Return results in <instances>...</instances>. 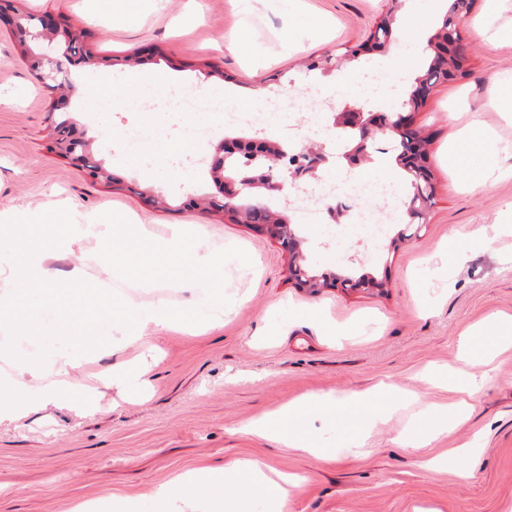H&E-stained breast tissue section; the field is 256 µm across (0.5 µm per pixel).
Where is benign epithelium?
Segmentation results:
<instances>
[{"instance_id": "obj_1", "label": "benign epithelium", "mask_w": 512, "mask_h": 512, "mask_svg": "<svg viewBox=\"0 0 512 512\" xmlns=\"http://www.w3.org/2000/svg\"><path fill=\"white\" fill-rule=\"evenodd\" d=\"M10 9L11 0H0V14L10 15L13 33H25L24 39L16 41L20 55L40 78H59L62 83L68 84L70 67H87L97 63L96 58L76 51L77 46L85 43V36L63 19L52 14H12ZM461 32L462 21L452 18L447 21L441 36L430 39L429 46L436 57L432 59L427 73L418 78L403 107L409 108L411 112L418 111L425 103L427 91L432 88L433 80L441 81L443 74L455 73L457 65H466ZM69 104L70 100L64 97L51 107L50 120L56 125V137L53 138L51 148L73 160L91 180L97 182L104 178L109 182L113 181V175L105 172L102 162L91 150L88 139L78 132L77 123L67 110ZM348 125L359 129V140L345 152L344 157L347 161L364 155L368 141L375 139L376 135L389 133L394 140L407 145L400 155L401 164L416 168L425 165L423 141L412 130L409 116L398 114L393 119L381 113L367 115L361 111L344 110L334 113L329 120L331 128ZM287 157L288 147L280 142L258 143L243 137L225 138L224 142L217 145L213 159L211 174L213 182L219 185L220 194L208 196L210 208L227 215L237 224H248L250 206L255 200V193L261 190L284 193L296 180L304 176L315 178L321 169L338 168L336 156L324 152L302 151V161H296L290 167L283 165L276 169L269 164L272 159L280 160ZM431 207L432 197L425 195V189L421 185H416L415 193L406 210L407 228L411 229L412 233L402 231L397 238L418 237L427 226ZM262 228L284 242L289 258V269L294 280L299 287L311 293L319 291L329 281L343 290L378 289L383 286V282L371 276L353 279L338 273H315L303 252V240L297 234L290 218L285 215H279L272 223L262 225Z\"/></svg>"}]
</instances>
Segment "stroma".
<instances>
[{
    "mask_svg": "<svg viewBox=\"0 0 512 512\" xmlns=\"http://www.w3.org/2000/svg\"><path fill=\"white\" fill-rule=\"evenodd\" d=\"M23 12L51 13L90 31L91 51L104 63L71 69V115L93 140L114 184L88 181L69 158L51 151L53 94L19 56L0 26V210L40 214L68 209L75 223L93 217L111 226L112 240L133 250L129 233L155 245L131 284L98 236L71 250L52 249L55 281L84 267L90 283H106L129 306L178 310L186 330L130 333L109 326L108 345L77 355L71 388L56 404L0 422V512H201L199 502L167 505L158 490L175 476L250 458L268 474L297 476L281 512H506L512 506V344L492 347L474 337L463 362L460 338L492 314L512 316V0H472L464 19L469 75L432 89L412 116L429 139L434 185L430 222L420 236L390 249L398 225L370 239L348 219L344 251L325 245L321 226L298 224L303 250L319 273L383 280V290L310 294L291 278L280 242L249 224H233L198 203L215 193L209 166L176 165L171 156L142 157L124 141L130 129L154 126L152 113L97 105L91 89L167 85L188 95L220 89L240 108L279 93L300 107L288 121L307 129L320 101L338 100L365 112L398 113L430 59L429 39L448 0H141L115 19L100 0H15ZM395 20L386 49L325 73L310 60L339 55L366 42L387 10ZM419 18L404 32L407 17ZM499 152L484 153L482 139ZM392 140L376 139L359 175L379 171L400 200L410 187ZM136 183L168 201L143 203ZM222 259L212 280L187 285L165 251L173 226ZM478 237L465 261L448 253L459 238ZM147 361L144 382L125 390L99 371ZM488 374L490 383L470 418L433 445L396 441L412 408L399 409L366 440L368 453L339 451L359 434L362 416L334 428L309 413L301 435L327 452L302 453L246 432L251 420L311 395L393 384L422 402L450 403L449 370ZM471 443L467 472L431 471L423 458L438 448Z\"/></svg>",
    "mask_w": 512,
    "mask_h": 512,
    "instance_id": "35a3bbf8",
    "label": "stroma"
}]
</instances>
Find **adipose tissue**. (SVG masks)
<instances>
[{
  "instance_id": "obj_1",
  "label": "adipose tissue",
  "mask_w": 512,
  "mask_h": 512,
  "mask_svg": "<svg viewBox=\"0 0 512 512\" xmlns=\"http://www.w3.org/2000/svg\"><path fill=\"white\" fill-rule=\"evenodd\" d=\"M75 367L74 359L65 353L51 356L40 363L19 367L18 374L10 378L7 392L0 394V421L58 399L61 388L67 383ZM481 379L471 373L455 376L453 389L459 399L452 406L430 405L421 408L418 419L425 421L426 430L414 433L405 428L397 437L406 446L426 445L446 434L456 424L468 417L471 398L480 390ZM398 395L400 401H410L407 393L385 385L341 397L309 396L300 402L279 408L262 418L250 421L247 429L262 438L276 436L278 426L295 424L303 410H320L335 413L345 419L348 407H367L377 400ZM294 480L286 474L269 475L256 462L245 459L230 467H205L187 475L174 478L163 487L158 497L164 501L192 500L201 490L223 494L224 512H254L255 500H262L265 512H279L288 497V488Z\"/></svg>"
}]
</instances>
